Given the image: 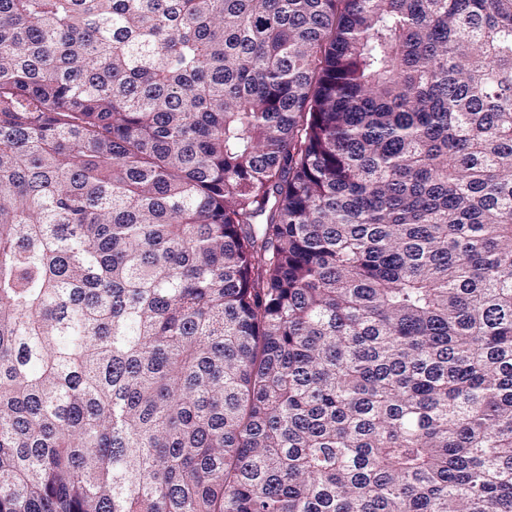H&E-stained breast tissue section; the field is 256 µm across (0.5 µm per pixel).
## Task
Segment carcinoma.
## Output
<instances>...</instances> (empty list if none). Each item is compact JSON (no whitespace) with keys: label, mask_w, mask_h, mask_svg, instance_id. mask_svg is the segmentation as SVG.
Here are the masks:
<instances>
[{"label":"carcinoma","mask_w":512,"mask_h":512,"mask_svg":"<svg viewBox=\"0 0 512 512\" xmlns=\"http://www.w3.org/2000/svg\"><path fill=\"white\" fill-rule=\"evenodd\" d=\"M0 512H512V0H0Z\"/></svg>","instance_id":"carcinoma-1"}]
</instances>
